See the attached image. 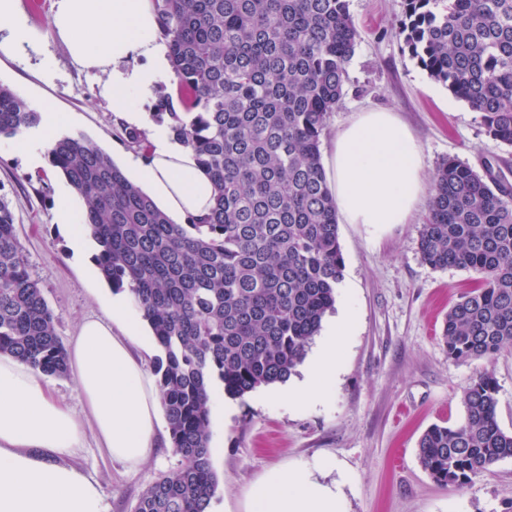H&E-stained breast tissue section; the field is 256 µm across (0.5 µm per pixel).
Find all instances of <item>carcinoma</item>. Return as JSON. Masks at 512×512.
<instances>
[{"label":"carcinoma","instance_id":"cac0c4a2","mask_svg":"<svg viewBox=\"0 0 512 512\" xmlns=\"http://www.w3.org/2000/svg\"><path fill=\"white\" fill-rule=\"evenodd\" d=\"M153 2L181 105L164 92L153 116L210 174V214L173 223L82 135L58 138L48 157L83 202L100 274L128 292L160 351L158 392L181 461L134 512H207L217 487L211 382L241 399L287 381L336 302L345 263L320 147L360 34L348 0ZM397 34L481 114L491 139L512 147V0H403ZM39 119L0 85V136ZM419 252L434 269L479 275L445 317L448 358L512 346V193L492 171L442 161ZM56 324L0 198V355L65 375ZM497 393L493 374L479 373L463 392L462 421L422 434L418 459L437 483L462 488L512 458Z\"/></svg>","mask_w":512,"mask_h":512}]
</instances>
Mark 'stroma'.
Masks as SVG:
<instances>
[{
  "label": "stroma",
  "instance_id": "obj_1",
  "mask_svg": "<svg viewBox=\"0 0 512 512\" xmlns=\"http://www.w3.org/2000/svg\"><path fill=\"white\" fill-rule=\"evenodd\" d=\"M21 8L42 38L0 54V85L37 111L65 113L62 134L84 135L126 167V125L101 95L100 78L59 46L52 32L53 0H21ZM349 8L360 38L323 146L359 112L387 109L420 141L426 177L434 176L442 159L455 157L478 171L492 166L512 189V148L492 140L479 113L409 55L397 34L402 0H350ZM13 143L0 136V198L12 208L29 269L58 314L57 333L67 344L85 316L103 314L112 290L92 273V238L73 249L56 222L59 197L70 190L63 176L47 162L27 167ZM428 209L421 202L410 223L377 232L364 224L340 225L345 269L335 308L352 306L356 324L344 339L340 370L323 401L277 400L271 385L241 399L212 389V404L224 406L210 417L212 438L221 446L211 455L217 477L213 512H249L250 491L269 471L324 459L336 467L317 477L327 484L341 481L343 512H512V459L454 488L436 483L417 456L418 440L430 425L462 420L463 391L485 370L499 385L498 423L512 431V346L490 358H448L443 319L478 275L422 262L419 229ZM157 440L148 460L131 467L101 451L89 432L70 461L99 481L108 512H133L143 491L179 464L166 421L158 423Z\"/></svg>",
  "mask_w": 512,
  "mask_h": 512
}]
</instances>
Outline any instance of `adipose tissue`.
I'll return each mask as SVG.
<instances>
[{
  "mask_svg": "<svg viewBox=\"0 0 512 512\" xmlns=\"http://www.w3.org/2000/svg\"><path fill=\"white\" fill-rule=\"evenodd\" d=\"M53 27L66 54L103 79L102 92L149 150L132 158V181L176 224L204 217L214 187L192 150L149 124L139 106L170 62L157 37L152 0H55ZM64 113L47 111L38 137L20 135L14 151L36 165L54 141ZM327 178L344 223L380 229L407 223L427 191L422 147L394 113L370 110L332 143ZM110 314L83 319L69 346V366L98 445L112 459L136 466L154 446L160 401L127 338L140 323L115 294ZM348 320L332 324L308 367L311 384L334 377L336 339ZM73 410L57 399L47 376L0 356V512H107L99 483L63 458L85 434ZM250 512H342L335 488L317 482L308 466L270 472L251 493Z\"/></svg>",
  "mask_w": 512,
  "mask_h": 512,
  "instance_id": "adipose-tissue-1",
  "label": "adipose tissue"
}]
</instances>
